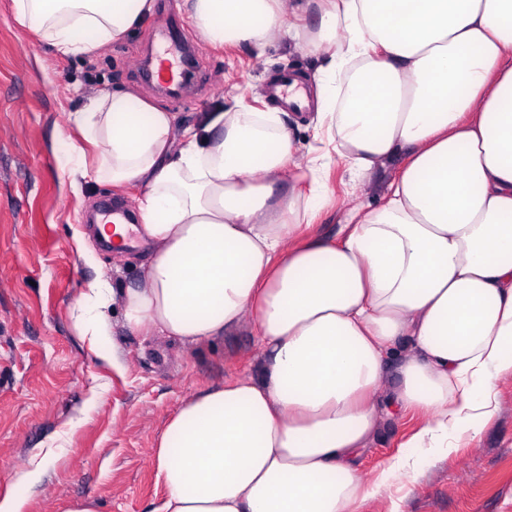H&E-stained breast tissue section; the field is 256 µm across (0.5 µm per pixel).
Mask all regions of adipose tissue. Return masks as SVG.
Returning a JSON list of instances; mask_svg holds the SVG:
<instances>
[{"label":"adipose tissue","instance_id":"ef3b65f1","mask_svg":"<svg viewBox=\"0 0 512 512\" xmlns=\"http://www.w3.org/2000/svg\"><path fill=\"white\" fill-rule=\"evenodd\" d=\"M186 6L212 46L279 35L315 57L311 123L329 150L287 180V113L219 109L181 127L129 89L88 96L54 155L75 196L91 181L138 189L153 251L136 285L89 281L74 327L115 368L116 306L130 331L185 346L252 324L255 373L199 390L155 445L163 512H362L432 450L477 437L512 373V0ZM154 11L155 0H12L17 25L64 57L95 55ZM310 11L317 26H298ZM335 156L358 180L404 159L384 205L350 210L339 239L311 231ZM385 402L422 423L369 481L357 458Z\"/></svg>","mask_w":512,"mask_h":512}]
</instances>
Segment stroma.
Instances as JSON below:
<instances>
[{
    "instance_id": "obj_1",
    "label": "stroma",
    "mask_w": 512,
    "mask_h": 512,
    "mask_svg": "<svg viewBox=\"0 0 512 512\" xmlns=\"http://www.w3.org/2000/svg\"><path fill=\"white\" fill-rule=\"evenodd\" d=\"M174 27L194 51L202 81L168 94L141 81L138 63L162 30ZM294 70L316 95V61L276 38L264 50L215 48L190 23L184 0H157V13L124 40L91 59L62 57L12 18L0 0V493L32 462L46 460L41 485L26 493L24 512H63L91 498L100 512H160L165 488L152 451L170 418L197 391L249 375L259 354L248 327L193 348L162 336L129 331L112 313V342L121 369L103 365L77 335L70 310L99 275L135 284L149 246L105 247L92 221L111 201L135 211L134 192L95 185L70 193L52 152L70 131L68 113L92 92L126 88L197 122L216 105L268 112L266 84ZM402 158L355 182L331 160L323 178L329 202L315 232L338 230L358 205H378ZM83 232L95 256L87 264L74 236ZM500 412L475 439H464L401 492L402 512H512V373L497 382ZM419 424L415 414L384 417L358 467L374 476Z\"/></svg>"
}]
</instances>
